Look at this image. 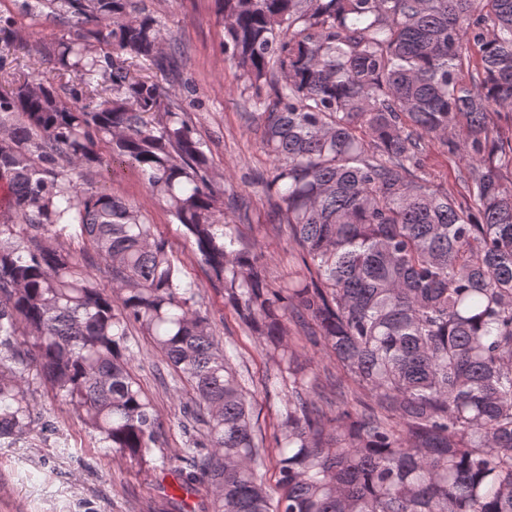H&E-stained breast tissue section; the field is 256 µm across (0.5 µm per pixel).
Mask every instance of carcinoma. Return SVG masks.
Listing matches in <instances>:
<instances>
[{
	"label": "carcinoma",
	"instance_id": "cac0c4a2",
	"mask_svg": "<svg viewBox=\"0 0 512 512\" xmlns=\"http://www.w3.org/2000/svg\"><path fill=\"white\" fill-rule=\"evenodd\" d=\"M217 3L274 164L272 221L301 272L275 288L262 255L234 248L186 113L133 76L170 69L161 21L134 0H37L84 33L45 49L56 80L0 90V445L58 433L32 409L38 383L96 447L154 461L165 431L131 374L138 329L190 386L188 447L162 459L185 493L211 490L205 512H512V134L494 133L512 112V0ZM17 40L0 15V44ZM428 139L463 161L465 193L426 179ZM124 166L269 347L284 392L272 449L166 240L137 207L84 187L91 168ZM309 346L326 361H303Z\"/></svg>",
	"mask_w": 512,
	"mask_h": 512
}]
</instances>
